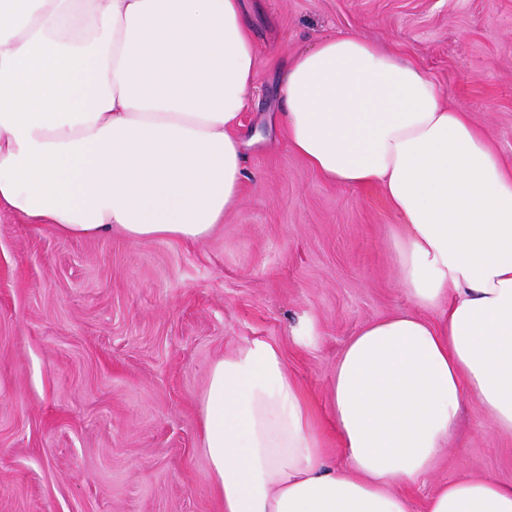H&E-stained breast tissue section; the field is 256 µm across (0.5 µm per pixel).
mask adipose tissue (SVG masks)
<instances>
[{"label": "adipose tissue", "instance_id": "ef3b65f1", "mask_svg": "<svg viewBox=\"0 0 512 512\" xmlns=\"http://www.w3.org/2000/svg\"><path fill=\"white\" fill-rule=\"evenodd\" d=\"M248 0H0V213L60 240L198 242L238 204L257 65ZM281 130L323 178L381 188L416 305L367 323L329 387L345 466L279 348L210 368L204 453L224 512H414L465 398L512 434V168L423 69L330 36L283 70ZM439 312L437 321L424 317ZM423 512H512L462 476Z\"/></svg>", "mask_w": 512, "mask_h": 512}]
</instances>
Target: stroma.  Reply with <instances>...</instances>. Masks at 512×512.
<instances>
[{"label":"stroma","mask_w":512,"mask_h":512,"mask_svg":"<svg viewBox=\"0 0 512 512\" xmlns=\"http://www.w3.org/2000/svg\"><path fill=\"white\" fill-rule=\"evenodd\" d=\"M253 143L238 206L197 243L63 241L0 215V512H224L201 431L211 365L279 346L334 458L328 387L348 339L413 309L378 187L324 180L269 126L279 70L358 34L419 65L512 167V0H252ZM512 481V435L465 402L453 448L403 486Z\"/></svg>","instance_id":"1"}]
</instances>
